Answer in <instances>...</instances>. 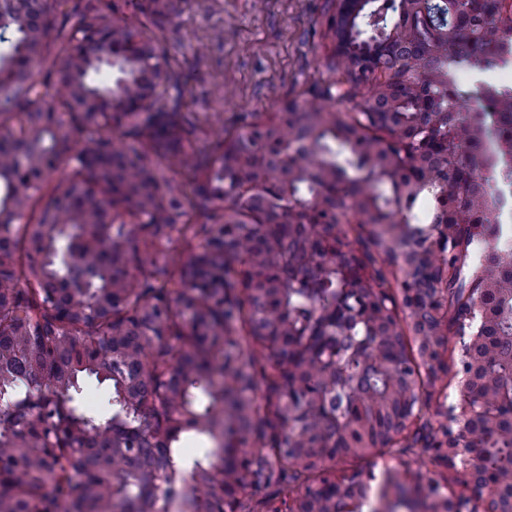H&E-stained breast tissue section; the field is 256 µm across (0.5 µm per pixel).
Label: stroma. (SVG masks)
I'll list each match as a JSON object with an SVG mask.
<instances>
[{
	"label": "stroma",
	"mask_w": 512,
	"mask_h": 512,
	"mask_svg": "<svg viewBox=\"0 0 512 512\" xmlns=\"http://www.w3.org/2000/svg\"><path fill=\"white\" fill-rule=\"evenodd\" d=\"M339 0H62L47 16L53 26L76 22L80 14L120 19L132 29L147 24L155 50L167 59L176 95H162L163 110H176L181 148L205 152L222 129L267 121L288 104L311 101L312 88L340 80L329 71L333 41L327 21ZM73 163L61 162L31 192L23 221L36 223L68 184ZM461 343L442 351L446 370L434 387L423 418L439 432L443 411L458 402ZM410 453L377 448L362 458L330 461L336 475L355 472L382 482L386 469L414 462Z\"/></svg>",
	"instance_id": "1"
}]
</instances>
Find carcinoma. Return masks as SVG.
Returning <instances> with one entry per match:
<instances>
[{
	"label": "carcinoma",
	"mask_w": 512,
	"mask_h": 512,
	"mask_svg": "<svg viewBox=\"0 0 512 512\" xmlns=\"http://www.w3.org/2000/svg\"><path fill=\"white\" fill-rule=\"evenodd\" d=\"M404 0H377L375 19L354 18L341 38L361 51L362 25L381 30L380 42L394 61L380 71H359L352 58H333L353 91L362 84L386 90L406 78V102L393 112H337L323 104L282 111L267 123L227 132L204 159H180L193 197L164 182L167 204L154 206L151 223L133 230L121 222L104 224L101 240L72 251L81 236L76 224H57L46 238L4 227L0 249L9 269L0 287L29 280L34 256L48 279L75 286L91 303L104 275L129 292L113 295L112 318L88 315L65 326L39 303L22 296L0 311V397L8 401L28 390L35 366L47 389L64 384L71 423L91 434L86 453L64 467L15 447L19 414L0 425V507L32 512L38 499L58 502L63 512H224L229 497L239 512L250 501L232 487L215 491L213 469L224 448H237L248 466L231 468L225 479L258 494L271 485L292 487L274 512H293L297 501L314 499L320 512H364L368 486L343 487L304 463L307 456L332 461L363 456L372 448H393L414 423L424 384L417 359L447 346L452 337L476 332L469 349V397L465 448L475 456L478 486L491 496L495 512H512V241L501 237V216L490 205L480 168L512 189V87L483 83L479 100L495 103L497 114L462 106L461 94L446 112H416L415 100L447 83L465 67L486 74L498 68L500 51L512 43V9L490 0H458L456 23L448 35L418 47L401 45L387 17ZM483 27L472 42L468 30ZM174 125L152 115L138 119L112 141V205L136 216L144 198H153L155 176L145 148L158 149L163 132ZM430 130L442 143L416 171L400 161L401 149H383L377 131L403 144L415 131ZM16 176L14 191L29 197L30 176L19 159L0 148V162ZM419 186L408 190L411 180ZM91 174L75 169L58 202L78 203L75 191ZM205 212L203 224L176 231L202 240L196 260L181 270L148 267L137 240L160 239L185 214L184 203ZM365 222L343 224L348 215ZM135 265L142 280L129 282ZM403 274L402 287L413 296L397 304L390 278ZM184 287L173 302L157 283L174 278ZM446 292L435 291V283ZM448 303V322L432 312ZM413 319L417 351L407 348L400 313ZM248 331L262 346H244ZM349 340L352 359L347 379L327 371L340 355L336 337ZM145 377L139 389L131 384ZM104 386L102 408L83 404L86 382ZM265 407L255 404L260 386ZM156 410L161 396L184 419L153 444L135 428L110 424L123 411L127 395ZM206 436L216 444L191 458L180 436ZM79 478L87 486L82 502L65 498L62 480ZM387 512H478L477 500L447 495L430 478L411 487L399 472H387L376 493Z\"/></svg>",
	"instance_id": "cac0c4a2"
}]
</instances>
